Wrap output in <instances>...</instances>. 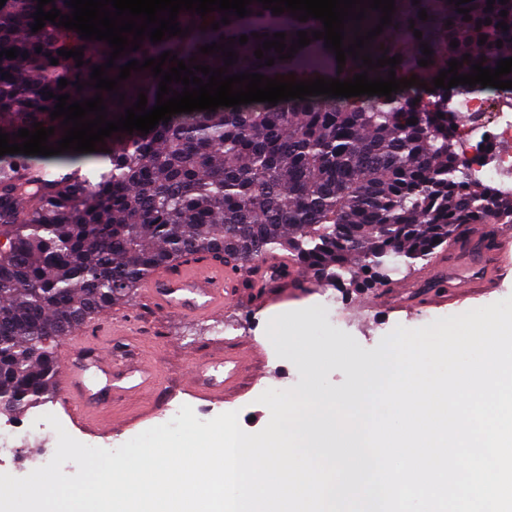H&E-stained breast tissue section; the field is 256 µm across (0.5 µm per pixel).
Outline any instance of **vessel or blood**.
Wrapping results in <instances>:
<instances>
[{
    "label": "vessel or blood",
    "instance_id": "b4317fda",
    "mask_svg": "<svg viewBox=\"0 0 512 512\" xmlns=\"http://www.w3.org/2000/svg\"><path fill=\"white\" fill-rule=\"evenodd\" d=\"M501 237L496 224H468L463 226L458 246L448 257L438 259L437 268L451 269L456 287L481 288L500 281L503 270L486 263V254L492 253ZM287 277L268 282L260 273L243 275L232 266L209 259L187 257L177 263L159 268L144 284L149 302L158 310L185 317L212 314L234 301L236 285L282 288ZM244 356L240 353L225 355L217 364H198L188 375L189 387L198 395L221 400L226 388L237 380ZM96 368L106 378L108 388L131 374H138L139 390L150 387L152 368L141 364L130 369L127 363L113 355L111 348L94 343L84 334L70 337L67 353L59 372L58 383L61 402L65 410L83 425H90L94 393L85 382V371Z\"/></svg>",
    "mask_w": 512,
    "mask_h": 512
}]
</instances>
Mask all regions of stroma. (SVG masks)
<instances>
[{"label":"stroma","instance_id":"stroma-1","mask_svg":"<svg viewBox=\"0 0 512 512\" xmlns=\"http://www.w3.org/2000/svg\"><path fill=\"white\" fill-rule=\"evenodd\" d=\"M497 260L504 279L493 288H477L455 303L444 302L441 282L430 278V261H416L411 267L391 274L392 283L403 284L412 300L411 309L399 308L389 299L386 286L331 288L313 279L302 280L296 288H269L262 301L241 298L214 315L199 319L154 312L143 290H135L126 304L100 315V322L122 321L123 332L113 334L112 347L131 351L156 365V381L148 394L117 393L110 406L101 410L98 423H113L112 432L81 430L64 412L59 396L33 405L24 412L5 416L27 432L14 460L0 463V471L23 477L44 466L53 457L57 439L45 436L39 419L55 415L76 440L96 447L114 449L151 427L167 422L171 406H191L197 417L212 419L235 411L240 427L249 433L261 431L270 420L269 409L259 396L268 389L303 387V368L286 349L292 335H299L317 353L333 361L320 372L324 387L344 394L352 379L355 362L379 352L384 336L396 326L416 329L436 319L458 315L512 296V224L504 225ZM313 319L297 328L302 313ZM247 348L251 357L237 387L225 391L224 400L213 403L198 399L184 387L185 371L197 355L220 356L230 348Z\"/></svg>","mask_w":512,"mask_h":512}]
</instances>
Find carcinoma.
I'll list each match as a JSON object with an SVG mask.
<instances>
[{
  "mask_svg": "<svg viewBox=\"0 0 512 512\" xmlns=\"http://www.w3.org/2000/svg\"><path fill=\"white\" fill-rule=\"evenodd\" d=\"M462 8L471 20L449 0H395L391 23L364 52L374 61L398 54L402 60L370 71L349 55L338 66L322 38L291 59H278L273 49L255 57L258 45L277 32L286 33L290 46L299 31L324 30L313 18L301 22L288 11L275 16L254 0L251 14L232 15L214 31L210 24L222 20L220 13L182 10L177 21L189 28L186 36L157 44L144 38L139 50L115 59L107 76L168 50L186 62L221 67L222 53L198 48L220 44L223 36L236 41L238 54L228 76L248 71L286 81H343L365 71L385 78L392 68L396 79L414 76L416 84L389 99L320 95L173 114L147 134L114 132L92 153L0 156V237L9 242L0 252V407L20 413L50 398L61 339L127 302L155 269L187 255L244 266L285 251L317 281L369 288L387 281L392 267L451 246L465 224H512V196L459 166L448 90L433 84L453 59L462 62L458 73L469 74L479 61L495 69L512 57V0L491 10L487 0H470ZM423 9L424 21L418 17ZM502 10L507 17L499 16ZM36 11L37 0H6L0 7V51L20 53L0 58V74H11L0 77V131H32L40 122L55 127L48 138L54 144L67 127L63 118H50L57 100L44 99L46 92L70 95L69 104L94 97L100 91L86 85L91 68L107 62L112 48L49 21L34 33ZM486 19L491 24L476 28ZM501 21L508 30L497 27ZM243 34L248 42L240 45ZM423 42L432 55L422 53ZM79 47V68L74 58L58 55ZM268 57L274 65H265ZM423 58L432 64L419 66ZM61 79L69 81L63 89ZM77 81L84 84L80 92ZM159 81L149 68L130 71L118 83L122 104L118 95L100 92L107 119L125 113L141 88L146 108L155 106Z\"/></svg>",
  "mask_w": 512,
  "mask_h": 512,
  "instance_id": "cac0c4a2",
  "label": "carcinoma"
}]
</instances>
